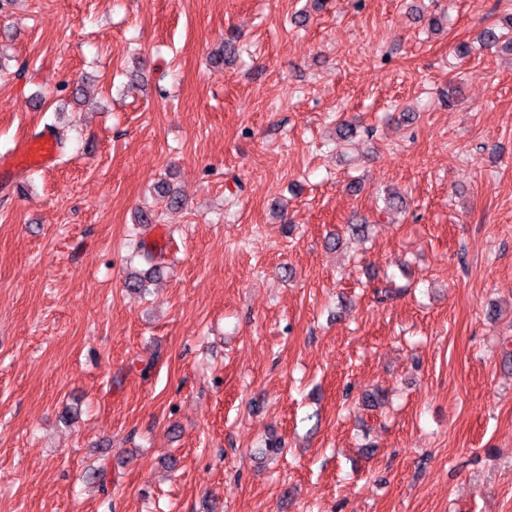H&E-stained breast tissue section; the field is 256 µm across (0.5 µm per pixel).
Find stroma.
Instances as JSON below:
<instances>
[{
	"label": "stroma",
	"instance_id": "35a3bbf8",
	"mask_svg": "<svg viewBox=\"0 0 512 512\" xmlns=\"http://www.w3.org/2000/svg\"><path fill=\"white\" fill-rule=\"evenodd\" d=\"M511 20L0 0V154L69 136L0 183V512H512V54L479 40Z\"/></svg>",
	"mask_w": 512,
	"mask_h": 512
}]
</instances>
